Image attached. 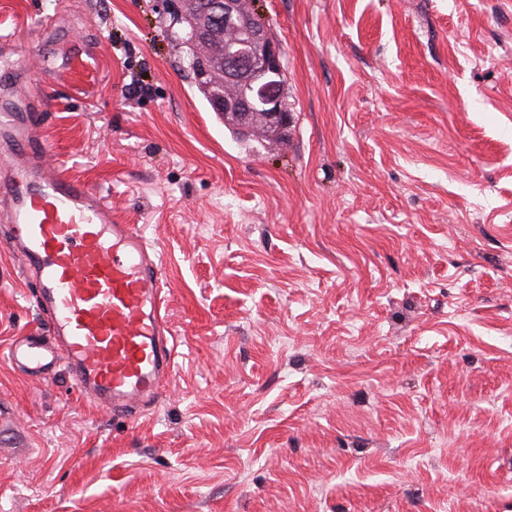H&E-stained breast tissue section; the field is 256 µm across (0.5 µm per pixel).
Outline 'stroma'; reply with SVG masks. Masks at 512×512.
I'll return each mask as SVG.
<instances>
[{
    "instance_id": "35a3bbf8",
    "label": "stroma",
    "mask_w": 512,
    "mask_h": 512,
    "mask_svg": "<svg viewBox=\"0 0 512 512\" xmlns=\"http://www.w3.org/2000/svg\"><path fill=\"white\" fill-rule=\"evenodd\" d=\"M294 126L237 140L161 0H0L20 71L98 42L91 103L51 102L55 162L138 226L176 339L150 410L64 365L0 246V512H512V0H256Z\"/></svg>"
}]
</instances>
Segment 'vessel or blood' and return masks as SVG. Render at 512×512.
Listing matches in <instances>:
<instances>
[{
    "instance_id": "vessel-or-blood-1",
    "label": "vessel or blood",
    "mask_w": 512,
    "mask_h": 512,
    "mask_svg": "<svg viewBox=\"0 0 512 512\" xmlns=\"http://www.w3.org/2000/svg\"><path fill=\"white\" fill-rule=\"evenodd\" d=\"M64 55L49 81L94 100L103 72L98 44L84 38ZM20 81L13 68L0 69V92L20 101L0 111V163L9 170L0 179V219L10 226L5 247L38 290L50 335L17 337L7 358L36 374L65 362L74 386L110 410L153 402L175 359L158 252L88 185L49 163L37 133L48 100L23 94Z\"/></svg>"
}]
</instances>
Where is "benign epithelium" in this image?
I'll use <instances>...</instances> for the list:
<instances>
[{"mask_svg": "<svg viewBox=\"0 0 512 512\" xmlns=\"http://www.w3.org/2000/svg\"><path fill=\"white\" fill-rule=\"evenodd\" d=\"M177 23L194 31L188 43L194 56L208 64L191 71L224 125L239 135L261 133L277 141L288 139L294 125L285 100L284 52L270 37L267 21L259 17L254 0H162ZM232 21L235 34L224 38L217 11Z\"/></svg>", "mask_w": 512, "mask_h": 512, "instance_id": "obj_1", "label": "benign epithelium"}]
</instances>
